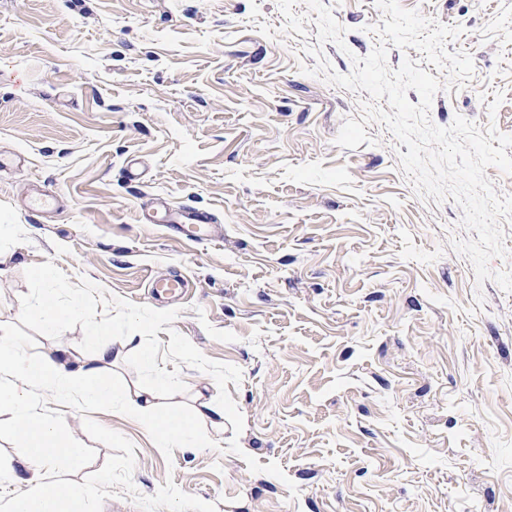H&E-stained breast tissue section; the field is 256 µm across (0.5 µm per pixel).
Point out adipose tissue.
Masks as SVG:
<instances>
[{
  "label": "adipose tissue",
  "instance_id": "obj_1",
  "mask_svg": "<svg viewBox=\"0 0 512 512\" xmlns=\"http://www.w3.org/2000/svg\"><path fill=\"white\" fill-rule=\"evenodd\" d=\"M132 311L117 307L107 321L92 322L87 336L93 351L91 362L70 358L66 351L36 359L10 331L0 329V405L9 406L26 434L28 451L17 465L0 468V479L15 482L23 471L48 462L75 461L82 446L66 435L63 422L36 412L31 400L36 392L50 391L57 397L75 400L83 407L107 406L124 416L147 424L156 432L161 448H198L202 435L197 424L166 410L152 389L131 390L112 382L100 371L115 356L111 342L113 327L131 322Z\"/></svg>",
  "mask_w": 512,
  "mask_h": 512
}]
</instances>
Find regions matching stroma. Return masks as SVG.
<instances>
[{
    "label": "stroma",
    "instance_id": "stroma-1",
    "mask_svg": "<svg viewBox=\"0 0 512 512\" xmlns=\"http://www.w3.org/2000/svg\"><path fill=\"white\" fill-rule=\"evenodd\" d=\"M322 2L342 43L318 42L305 0H0V153L19 157L0 173V225L25 227L0 239V327L33 358L85 361L81 328L52 339L20 323L28 268L50 261L147 306L153 275L182 278L171 331L241 369L227 390L245 419L237 436L198 418L203 448H160L109 407L42 394L84 455L0 484V512L63 484L87 512H512V293L477 284L451 246L470 236L461 207L417 191L385 125H366L373 144H336L370 95L305 70L350 73L384 14ZM399 3L462 27L446 48L474 61L430 120L512 135V0ZM131 157L144 181L127 179ZM40 187L59 193L53 211L32 210ZM162 200L211 212L223 242L139 223ZM180 374L187 391L166 404L197 418L217 384Z\"/></svg>",
    "mask_w": 512,
    "mask_h": 512
}]
</instances>
